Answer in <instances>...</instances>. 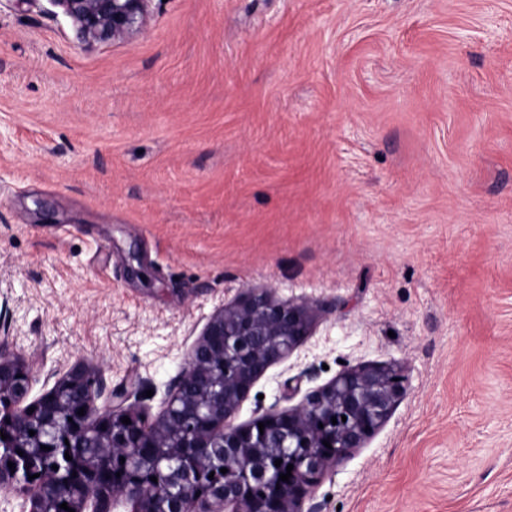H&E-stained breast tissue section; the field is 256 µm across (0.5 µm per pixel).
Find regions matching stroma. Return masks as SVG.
I'll return each mask as SVG.
<instances>
[{"instance_id":"stroma-1","label":"stroma","mask_w":512,"mask_h":512,"mask_svg":"<svg viewBox=\"0 0 512 512\" xmlns=\"http://www.w3.org/2000/svg\"><path fill=\"white\" fill-rule=\"evenodd\" d=\"M319 302L246 423L343 367L408 392L321 512H512V0H153L83 46L0 0V301L33 394L156 418L244 289Z\"/></svg>"}]
</instances>
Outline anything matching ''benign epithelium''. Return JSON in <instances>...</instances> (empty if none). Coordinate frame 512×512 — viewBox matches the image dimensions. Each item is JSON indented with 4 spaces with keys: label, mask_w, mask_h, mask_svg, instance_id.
I'll list each match as a JSON object with an SVG mask.
<instances>
[{
    "label": "benign epithelium",
    "mask_w": 512,
    "mask_h": 512,
    "mask_svg": "<svg viewBox=\"0 0 512 512\" xmlns=\"http://www.w3.org/2000/svg\"><path fill=\"white\" fill-rule=\"evenodd\" d=\"M50 2L91 46L138 36L152 0ZM323 311L307 300L280 301L268 289L243 291L210 317L151 422L123 391L99 404L101 375L84 365L29 399L30 369L1 342L0 431L8 438H0V494L21 497V512H66L64 502L75 512H114L122 500L132 512H303L325 473L363 447L407 393L400 368L362 364L294 409L235 423L256 381L309 336ZM73 448L86 455L66 460ZM287 472L289 481L279 479Z\"/></svg>",
    "instance_id": "benign-epithelium-1"
}]
</instances>
